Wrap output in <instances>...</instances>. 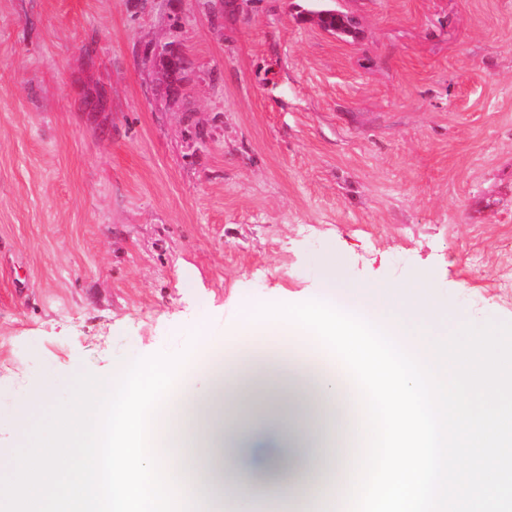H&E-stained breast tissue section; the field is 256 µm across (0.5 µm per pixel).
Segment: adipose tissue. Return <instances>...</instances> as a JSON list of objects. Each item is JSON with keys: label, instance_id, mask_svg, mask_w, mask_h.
Masks as SVG:
<instances>
[{"label": "adipose tissue", "instance_id": "1", "mask_svg": "<svg viewBox=\"0 0 512 512\" xmlns=\"http://www.w3.org/2000/svg\"><path fill=\"white\" fill-rule=\"evenodd\" d=\"M389 293L386 284L354 291L335 258H326L322 298L333 299L383 325L417 357H432L434 349L425 339L447 335V307L431 304L421 284L394 301L389 300ZM253 311L250 301L240 307L234 335L215 336L202 329L195 353L175 380L170 397L180 399L184 383L208 367L211 360L223 358L224 366L212 372L205 395L183 402L185 432L171 437L170 443L183 448L184 453H163L166 469L177 472L179 461H186L191 487L206 498L201 512H217L222 500L229 512H237L260 488L255 480L240 482V467L254 442L268 439L281 456L309 463L321 485L317 491L307 482L272 486L266 502L268 512H315L319 506L324 512H336L347 500L333 490L337 473L334 458L338 448L354 439L346 430L350 417L345 406L348 382L333 365L323 363L307 373L274 348H256L252 343L256 336L298 335L309 348L314 341L305 329H294L282 321L250 324L248 317Z\"/></svg>", "mask_w": 512, "mask_h": 512}]
</instances>
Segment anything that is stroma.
Here are the masks:
<instances>
[{"label": "stroma", "mask_w": 512, "mask_h": 512, "mask_svg": "<svg viewBox=\"0 0 512 512\" xmlns=\"http://www.w3.org/2000/svg\"><path fill=\"white\" fill-rule=\"evenodd\" d=\"M0 0V445L247 301L418 283L512 323V0ZM177 42L188 82L146 63ZM32 407H41L49 409H55V406L50 401L49 390H42L35 394H32L25 406L19 407L15 410V420L19 419V424H22L21 433V444L27 445V448H31V444H28L27 436H23V429H27V433H31V425H35V422L30 421L28 418L29 409ZM27 448H23V452H27Z\"/></svg>", "instance_id": "stroma-1"}]
</instances>
